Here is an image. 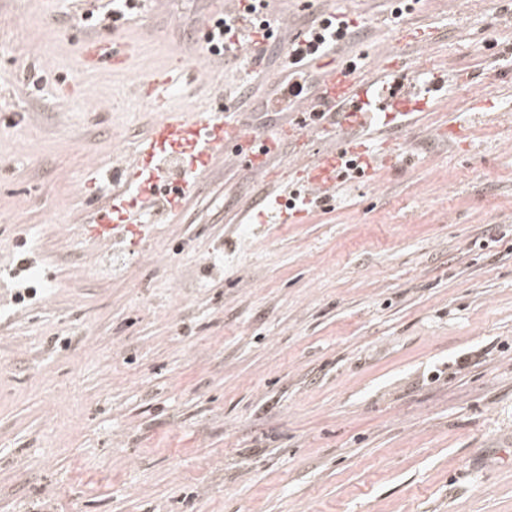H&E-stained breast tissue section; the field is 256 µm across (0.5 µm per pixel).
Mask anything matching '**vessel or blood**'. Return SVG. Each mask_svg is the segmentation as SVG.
Instances as JSON below:
<instances>
[{"label":"vessel or blood","mask_w":512,"mask_h":512,"mask_svg":"<svg viewBox=\"0 0 512 512\" xmlns=\"http://www.w3.org/2000/svg\"><path fill=\"white\" fill-rule=\"evenodd\" d=\"M298 44L307 64L319 65L316 43L302 38ZM126 57L124 46L113 41L93 42L85 53L86 62L92 66L102 62L115 64ZM362 68L361 60L353 57L320 67L317 78L320 91L296 100L295 122L258 135L249 132L239 112L231 108L214 117L156 123L123 169L125 188L110 196L108 220L88 224L89 235L104 246L124 240L139 245L144 225L153 218L154 198L161 184L175 183L177 199H185L193 192L197 178L210 168L217 156L227 152L245 162L258 177L268 178L271 163L280 158L284 141L301 133L328 135L338 125L351 132L338 148L316 157L293 158L292 165L300 174L296 185L305 201L335 194L345 177L342 163L346 159H355L364 175L378 166H395L394 152H371L365 146L366 141L387 135L386 129L375 124L373 113L367 112V104L390 110L401 125H410L413 97L441 89L448 75L435 71L424 84L413 85L394 77L390 67L381 65L375 66L374 78L357 79L356 74Z\"/></svg>","instance_id":"1"}]
</instances>
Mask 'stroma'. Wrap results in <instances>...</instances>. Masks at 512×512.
Instances as JSON below:
<instances>
[{"label": "stroma", "instance_id": "stroma-1", "mask_svg": "<svg viewBox=\"0 0 512 512\" xmlns=\"http://www.w3.org/2000/svg\"><path fill=\"white\" fill-rule=\"evenodd\" d=\"M223 3L0 0V512H512V0H280L272 55L333 12L350 52L447 69L403 166L281 224L227 154L141 249L103 247L85 221L155 123L295 119L249 104L276 64L199 50ZM110 39L129 57L89 67ZM358 19H353L349 17L340 16L337 17L334 15L322 16L320 19H314L310 23L303 26V28L307 29L305 36L309 39L317 38L321 42L323 41L322 32L325 31L328 27L333 26L335 30L336 25V33H345L346 35H350L353 28L357 27ZM310 24V25H309Z\"/></svg>", "mask_w": 512, "mask_h": 512}]
</instances>
